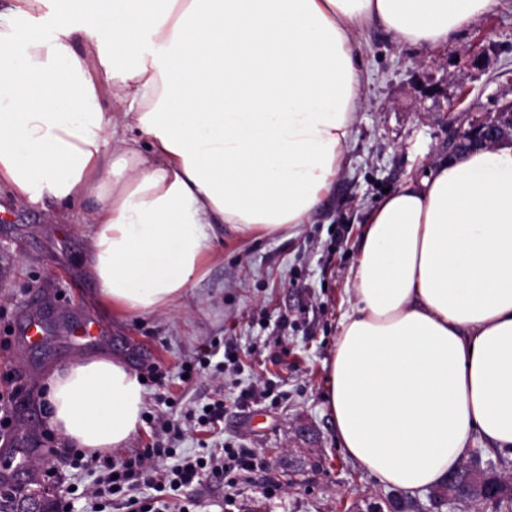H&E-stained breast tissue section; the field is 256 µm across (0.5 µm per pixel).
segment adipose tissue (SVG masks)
<instances>
[{
	"instance_id": "1",
	"label": "adipose tissue",
	"mask_w": 512,
	"mask_h": 512,
	"mask_svg": "<svg viewBox=\"0 0 512 512\" xmlns=\"http://www.w3.org/2000/svg\"><path fill=\"white\" fill-rule=\"evenodd\" d=\"M495 0H11L0 11V188L87 204V268L126 316L173 309L224 232L292 237L335 183L364 89L363 25L439 47ZM137 136H128L129 128ZM326 405L346 455L414 493L473 439L512 447V147L471 151L367 215ZM52 429L125 448V363L49 380Z\"/></svg>"
}]
</instances>
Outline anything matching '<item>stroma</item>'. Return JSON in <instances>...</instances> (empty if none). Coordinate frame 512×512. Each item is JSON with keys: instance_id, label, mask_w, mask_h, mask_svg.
Listing matches in <instances>:
<instances>
[{"instance_id": "1", "label": "stroma", "mask_w": 512, "mask_h": 512, "mask_svg": "<svg viewBox=\"0 0 512 512\" xmlns=\"http://www.w3.org/2000/svg\"><path fill=\"white\" fill-rule=\"evenodd\" d=\"M357 50L366 103L326 199L297 236L225 235L216 244L220 257L172 310L117 316L86 270L91 227L80 209L60 216L52 201L0 190V392L29 408V416L15 417V429L54 451L33 460L34 468L91 484L89 474L68 468L73 447L49 425L48 383L76 359L109 357L144 377L148 412L167 409L177 419L223 400V420L204 431L186 428L176 457L220 456L229 443L267 463L265 472L232 481L206 473L172 500L171 512H366L387 497L388 487L346 456L326 408L327 364L340 317L354 304L349 270L385 189L425 177L447 159L449 139L472 114L512 101V0H497L441 47L404 45L372 24L360 30ZM36 289L46 298L47 334L20 344L18 322ZM88 315L98 337L80 347L72 332ZM202 352L212 355L209 367L182 382L183 365ZM266 382L276 402L236 403L242 388Z\"/></svg>"}]
</instances>
